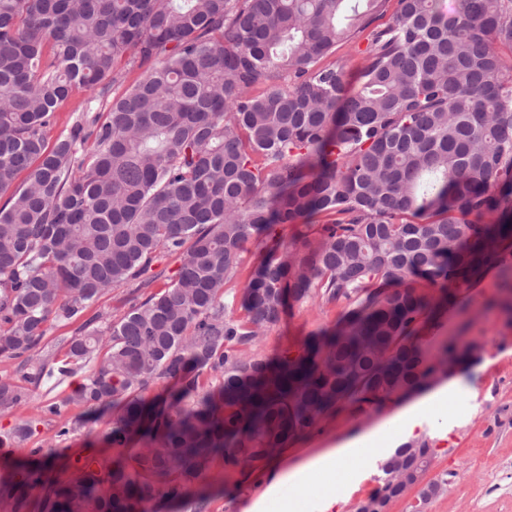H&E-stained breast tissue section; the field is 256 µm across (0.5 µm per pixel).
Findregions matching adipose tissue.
I'll list each match as a JSON object with an SVG mask.
<instances>
[{
    "label": "adipose tissue",
    "mask_w": 512,
    "mask_h": 512,
    "mask_svg": "<svg viewBox=\"0 0 512 512\" xmlns=\"http://www.w3.org/2000/svg\"><path fill=\"white\" fill-rule=\"evenodd\" d=\"M454 394L451 387H443L410 405L405 415L398 417L387 428L367 435L360 442L341 445L308 461L299 467L286 469L273 464L262 493L246 512H297L296 503L310 487L329 488L337 475L351 472L379 445L391 436L410 433L419 425L421 417L445 412Z\"/></svg>",
    "instance_id": "1"
}]
</instances>
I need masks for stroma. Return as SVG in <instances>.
I'll return each mask as SVG.
<instances>
[{
	"label": "stroma",
	"mask_w": 512,
	"mask_h": 512,
	"mask_svg": "<svg viewBox=\"0 0 512 512\" xmlns=\"http://www.w3.org/2000/svg\"><path fill=\"white\" fill-rule=\"evenodd\" d=\"M343 307H324L307 300L293 304L275 326L267 329V353L297 345L305 336L333 327ZM422 334L430 344L448 341L481 346L480 358L458 369L452 377L437 378L433 387L456 383L458 391L450 413L426 417L417 435L434 441L436 456L426 480L444 479L445 494L433 499L426 512H512V289L506 288L499 269H490L477 283L456 292L453 305L440 312ZM85 378L76 373L60 386L43 382L31 388L28 404L0 414V438L15 424L33 420V433L19 442L17 450L0 452V484L14 479L19 465L30 462L31 451H50V464L42 485L28 493L27 512H42L41 503L49 485L69 479L73 463L82 449H95L99 457L117 453L106 441L111 423L103 417L79 423L82 407L64 405ZM62 403L61 415L40 413L41 405ZM410 402L403 396L377 408L363 410L348 406L327 415L309 435L291 440L277 450V457L297 462L310 454L368 433L391 419ZM76 422L68 435H60L62 422ZM378 463H371L363 477L337 481L331 494L314 495L305 512H356L360 501L378 486ZM265 467L243 465L225 468L215 460L209 472L193 482L189 497L182 502L155 498L148 512H244L263 489Z\"/></svg>",
	"instance_id": "35a3bbf8"
}]
</instances>
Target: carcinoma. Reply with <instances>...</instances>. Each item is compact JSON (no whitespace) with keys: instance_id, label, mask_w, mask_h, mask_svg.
Returning a JSON list of instances; mask_svg holds the SVG:
<instances>
[{"instance_id":"cac0c4a2","label":"carcinoma","mask_w":512,"mask_h":512,"mask_svg":"<svg viewBox=\"0 0 512 512\" xmlns=\"http://www.w3.org/2000/svg\"><path fill=\"white\" fill-rule=\"evenodd\" d=\"M388 2L0 0V358L34 386L89 368L65 403L111 411L115 448L152 444L85 461L45 512L181 501L218 457L261 463L345 405L379 407L475 360L476 345L434 354L420 332L453 289L512 270V71L498 51L512 50V0L449 16L397 0L372 26ZM366 30L355 75L320 65ZM251 241L262 257L238 300ZM163 254L174 275L140 293ZM124 285L136 296L119 319L84 322L61 359L45 351L49 322ZM308 299L347 311L266 355L262 330ZM159 381L175 387L156 407L142 393ZM29 398L0 378L1 410ZM433 456L426 437L399 446L365 503L386 512ZM41 478L23 471L0 499L23 512Z\"/></svg>"}]
</instances>
